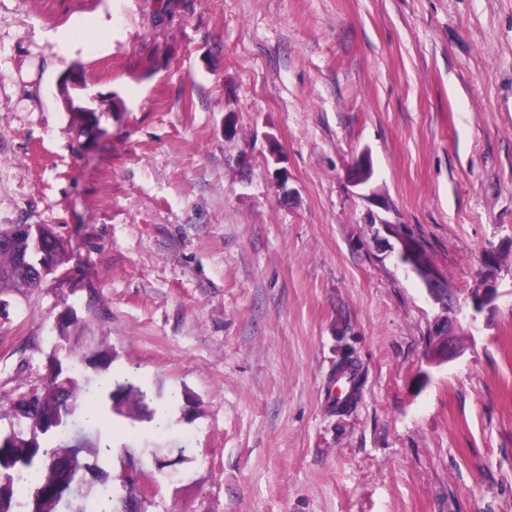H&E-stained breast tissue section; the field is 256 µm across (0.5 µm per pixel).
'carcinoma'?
I'll return each mask as SVG.
<instances>
[{
	"mask_svg": "<svg viewBox=\"0 0 512 512\" xmlns=\"http://www.w3.org/2000/svg\"><path fill=\"white\" fill-rule=\"evenodd\" d=\"M12 239V245L0 246V293L9 288L22 293L36 288L39 283L24 281L14 273L17 253L34 250L41 240L51 247L53 268H58L65 254V246L55 233L41 224H20L0 228V240ZM84 321L78 316L66 317L58 323V342L68 344L79 337ZM84 360L72 358L68 372H54L44 386L20 399L32 406L27 417L18 420L13 430L18 438L0 435V512H62L73 493L84 487L83 472L97 471L99 490L85 497L82 512H107L112 507V475L96 464L85 462L82 453L108 455L110 444L102 441L106 415L102 410L103 398L111 402L110 409L120 403L134 400L148 408L154 397L126 377L122 381L106 378L112 386L103 395V384L84 378L81 370ZM72 453L75 468L66 475L59 473L53 461L60 455ZM31 492L26 503L19 501L20 492Z\"/></svg>",
	"mask_w": 512,
	"mask_h": 512,
	"instance_id": "obj_1",
	"label": "carcinoma"
}]
</instances>
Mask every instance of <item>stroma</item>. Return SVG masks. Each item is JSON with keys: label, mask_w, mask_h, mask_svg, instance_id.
Returning a JSON list of instances; mask_svg holds the SVG:
<instances>
[{"label": "stroma", "mask_w": 512, "mask_h": 512, "mask_svg": "<svg viewBox=\"0 0 512 512\" xmlns=\"http://www.w3.org/2000/svg\"><path fill=\"white\" fill-rule=\"evenodd\" d=\"M70 70L100 133L59 101ZM364 154L457 296L500 294L450 362ZM12 224L67 252L0 294L1 433L70 307L75 352L170 407L164 433L106 414L97 463L119 495L134 456L146 512H512V0H0Z\"/></svg>", "instance_id": "stroma-1"}]
</instances>
